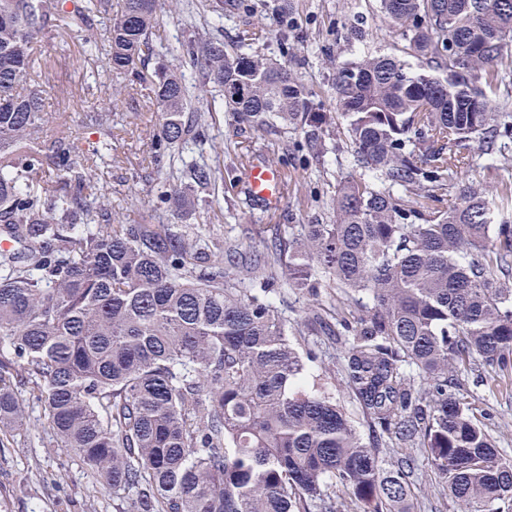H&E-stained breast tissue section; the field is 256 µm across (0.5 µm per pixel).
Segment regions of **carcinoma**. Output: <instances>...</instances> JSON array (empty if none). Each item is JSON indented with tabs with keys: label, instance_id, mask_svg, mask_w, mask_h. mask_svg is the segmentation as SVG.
I'll list each match as a JSON object with an SVG mask.
<instances>
[{
	"label": "carcinoma",
	"instance_id": "carcinoma-1",
	"mask_svg": "<svg viewBox=\"0 0 512 512\" xmlns=\"http://www.w3.org/2000/svg\"><path fill=\"white\" fill-rule=\"evenodd\" d=\"M379 2L406 56L336 66V111L321 112L297 72L247 47L253 31L231 50L183 44L197 85L153 61L159 0H0V432L24 428L32 385L56 447L112 496L135 494L128 512H411L422 477L405 448L460 512H512V458L456 395L474 366L512 374V188L454 183L477 155L512 161V0ZM60 29L91 63L149 83L153 148L175 166L153 186L163 210L204 213L222 184L187 117L211 84L225 110L296 134L315 159L336 137L349 171L329 223L291 224L249 256L231 238L115 223L93 175L112 156L111 113L90 116L99 138L80 163L45 109L34 55ZM427 186L447 209L410 200ZM258 281L343 298L307 322L341 350L372 439L333 387L309 383L318 355Z\"/></svg>",
	"mask_w": 512,
	"mask_h": 512
}]
</instances>
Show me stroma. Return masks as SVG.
Here are the masks:
<instances>
[{
	"instance_id": "35a3bbf8",
	"label": "stroma",
	"mask_w": 512,
	"mask_h": 512,
	"mask_svg": "<svg viewBox=\"0 0 512 512\" xmlns=\"http://www.w3.org/2000/svg\"><path fill=\"white\" fill-rule=\"evenodd\" d=\"M237 10L233 0H224L223 31H216L214 17L205 0H161L160 25L153 43L170 65H178L182 46L191 34L213 37L223 34L225 43L236 41L240 31L254 28L266 17L274 29H287L288 47L270 36H261L258 46L296 67L304 83L317 94L323 111L335 109L332 78L336 65L353 60L361 52L384 50L399 53L404 43L380 12L377 0H292L294 11L282 20L267 11L264 0H246ZM41 80L47 91L46 108L65 113L77 158L89 155L98 140L87 127L86 112L106 108L119 132L120 160L104 167L106 195L123 224H153L159 212L150 192L156 176L151 162L150 135L155 122L145 112V87L130 84L110 71L105 63L88 65L76 33L60 32L41 47ZM216 89L192 101L201 116L208 139L224 163V187L213 197V212L223 221L189 224V235L232 237L243 252L262 253L275 235L287 234L289 225L306 224L323 217L324 194L336 183L338 167L334 153L316 163L297 150L293 135L274 137L272 132L241 123L232 113L212 109ZM143 113L138 127H131L133 113ZM248 145L254 160L276 167L285 176L283 200L275 207L255 203L247 190L244 171L230 143ZM26 406L27 429L0 434V512H119L111 490L93 486L80 462L64 449H50L53 437L43 409L29 390L20 394ZM464 397L475 415L486 424L497 446L512 457V384L495 379L467 383ZM425 490L414 502V512H459L457 502L442 491L440 478L428 460H421Z\"/></svg>"
}]
</instances>
